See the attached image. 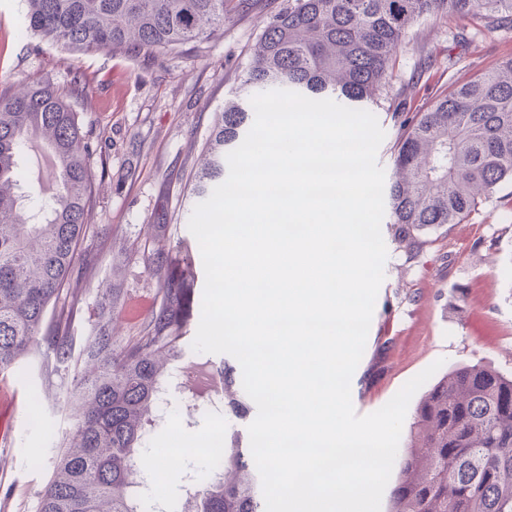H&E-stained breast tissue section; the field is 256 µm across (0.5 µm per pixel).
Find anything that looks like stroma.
Listing matches in <instances>:
<instances>
[{
    "mask_svg": "<svg viewBox=\"0 0 512 512\" xmlns=\"http://www.w3.org/2000/svg\"><path fill=\"white\" fill-rule=\"evenodd\" d=\"M288 0H248L224 24V33L190 44L176 55L131 57L98 51L77 58L25 32L24 0H0V94L22 93L49 83L68 87L74 73L88 86L75 103L94 132L90 159L95 185L89 231L75 264L76 338L111 321L113 335H136L156 306V278L147 260L166 224L164 241L177 250L190 238L195 206L184 179L203 162V147L225 99L241 84L255 44ZM457 57L449 65V57ZM512 57V33L477 36L466 50L453 48L444 19L412 26L398 49L379 104L369 105L385 132L377 161L392 172L398 124L394 111H423L436 93L495 68ZM22 191L51 197L57 182L44 143L30 142L21 155ZM388 256L362 359L351 380L357 414L383 407L411 378L437 359L446 366L479 364L512 374V182L482 201L462 223L425 235L409 250L389 224H382ZM108 284L116 304H101L97 288ZM198 318H191L176 360L191 372L200 398L222 380L230 355L192 348ZM41 350L0 374V512H36L38 494L51 471L52 449L72 420L63 409L67 379L46 378L53 363ZM239 414L197 413L185 421L179 400L146 441L154 459L145 512H171L184 475L204 477L203 453L215 436H236L249 447L248 426L257 415L250 397Z\"/></svg>",
    "mask_w": 512,
    "mask_h": 512,
    "instance_id": "35a3bbf8",
    "label": "stroma"
}]
</instances>
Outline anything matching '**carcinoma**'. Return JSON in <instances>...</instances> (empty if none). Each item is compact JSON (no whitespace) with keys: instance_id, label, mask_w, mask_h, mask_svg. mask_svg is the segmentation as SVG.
Returning <instances> with one entry per match:
<instances>
[{"instance_id":"1","label":"carcinoma","mask_w":512,"mask_h":512,"mask_svg":"<svg viewBox=\"0 0 512 512\" xmlns=\"http://www.w3.org/2000/svg\"><path fill=\"white\" fill-rule=\"evenodd\" d=\"M26 30L79 57L99 50L156 56L224 34L233 0H25ZM466 19L483 33L512 31V0H289L261 36L242 88L224 101L206 149L208 167L191 176L202 202L224 181L226 155L254 122L250 99L287 89L341 99L362 109L379 95L406 32L427 17ZM87 95L84 78L67 90L41 84L0 96V373L36 349L73 358V307L62 302L92 201V131L69 102ZM397 178L384 186L389 223L404 241L468 217L499 184L512 182V58L438 93L399 122ZM52 152L59 191L24 206L19 157L32 139ZM197 251L179 257L162 240L149 260L158 304L135 336L103 324L85 340L92 369L76 374L73 430L62 435L37 512H140L142 449L166 392L164 362L177 358L197 306ZM251 449L236 440L224 469L200 483L187 476L181 512H265ZM384 512H512V376L456 365L420 397L410 437L398 450Z\"/></svg>"}]
</instances>
